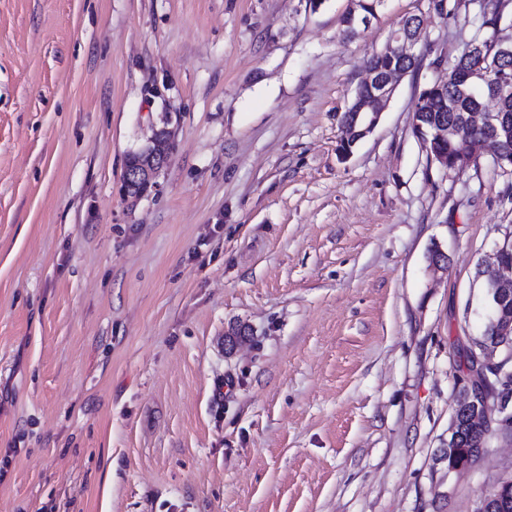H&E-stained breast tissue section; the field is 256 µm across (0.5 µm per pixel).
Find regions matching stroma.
Wrapping results in <instances>:
<instances>
[{"mask_svg":"<svg viewBox=\"0 0 512 512\" xmlns=\"http://www.w3.org/2000/svg\"><path fill=\"white\" fill-rule=\"evenodd\" d=\"M351 6L0 0V512H476L512 476L497 431L434 462L512 231V171L445 172L412 130L475 7L386 0L345 40ZM424 11L341 158L365 53ZM169 138L170 133L165 127L153 131L148 145L141 149L145 156L143 162L129 168L125 173L123 187L127 196L138 190L137 196L141 198L147 196L146 194L152 189L156 190L158 186L155 181L156 174L168 163L170 158L168 153L172 154V142L167 147ZM486 440L484 439L483 432L473 426L468 434L466 435L465 440H462L458 446L457 459L460 462H463L467 459L469 455V449H471V458L477 456L476 459L480 458L486 452V446L483 448H479V445L484 443Z\"/></svg>","mask_w":512,"mask_h":512,"instance_id":"stroma-1","label":"stroma"}]
</instances>
